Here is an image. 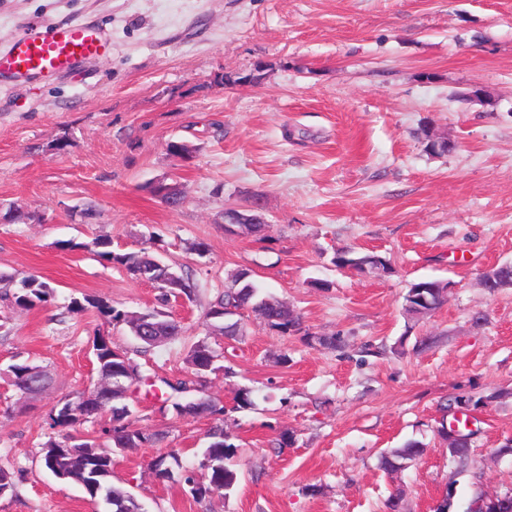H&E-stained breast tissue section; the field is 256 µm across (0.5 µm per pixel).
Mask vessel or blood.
<instances>
[{
    "instance_id": "b4317fda",
    "label": "vessel or blood",
    "mask_w": 512,
    "mask_h": 512,
    "mask_svg": "<svg viewBox=\"0 0 512 512\" xmlns=\"http://www.w3.org/2000/svg\"><path fill=\"white\" fill-rule=\"evenodd\" d=\"M107 48L100 32L81 25L28 33L0 50V75L51 77L84 59L105 54Z\"/></svg>"
}]
</instances>
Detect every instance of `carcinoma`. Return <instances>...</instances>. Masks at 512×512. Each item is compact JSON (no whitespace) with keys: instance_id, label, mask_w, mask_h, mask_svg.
Returning a JSON list of instances; mask_svg holds the SVG:
<instances>
[{"instance_id":"carcinoma-1","label":"carcinoma","mask_w":512,"mask_h":512,"mask_svg":"<svg viewBox=\"0 0 512 512\" xmlns=\"http://www.w3.org/2000/svg\"><path fill=\"white\" fill-rule=\"evenodd\" d=\"M109 242L95 239L88 248L97 256L109 262L117 264L127 270L134 278L144 276L151 280L158 288L162 289L161 301L167 302L168 294L165 291L164 282L174 273L172 266L159 262V259L148 254L142 249L138 252L115 254L108 250ZM372 260L385 269H391L386 257L375 253H361L352 248H343L337 252L334 263L340 268H347L356 273H361L362 264L366 260ZM180 281V293L188 300L193 301L199 294L200 284L188 273L178 275ZM438 280L429 279L415 282L410 285L405 295V311L411 316H425L432 310L441 307L448 298L439 294L436 288ZM427 287V302L418 299V287ZM53 294L52 287L32 276L24 277L15 289L6 288L0 291V300L7 303L9 309H29L36 303L46 302ZM248 309L263 317L267 325L282 334L299 333L302 330L301 317L292 313L288 306L273 295L261 294V287L250 277L241 279L234 277L224 286V291L209 303L204 318L207 326H211L220 335L235 336L240 331L238 322L228 321L224 316L227 309ZM111 321L124 323L131 336L148 349L159 341L171 343L183 333V327L168 312L154 309L144 313V318L150 324V330L140 332L141 325L129 321V315L110 306L103 308ZM94 350L99 367L112 371V413L109 421L112 427L102 429V436L93 440H74V436L68 429L75 427L79 420L72 419L62 412H57L56 417L50 422V428L58 430L59 435L49 437L42 443L43 459L46 467L54 474L59 470H65L69 475V482L79 486L97 502L104 503L107 512H143L141 504L127 496L126 491L117 487L112 482V454L115 448H127L133 450L145 445H154L160 442L163 435L160 433H145L132 427L128 423L129 404L122 398V388L131 383L127 377V371L136 373V378L146 381L148 377L141 371L140 365L130 356L125 349L112 347L108 338L98 335L93 341ZM218 354L206 340L195 342L187 351L185 360L190 368L195 370V375L200 377L205 371L200 369L202 365L216 364ZM162 384L170 390L164 402L171 403L173 412L178 417H185L188 410L184 403L178 399V394L186 391L188 383L185 380L162 381ZM206 412L213 416L215 424L207 433L208 445L202 452V459L198 466L181 467L187 472L183 481L190 480V475L200 470L205 472L206 483L194 491V497L204 499L207 490L212 485H224L228 491L237 483L238 472L231 464L234 445L228 442V436L224 433V407L210 400H204ZM423 453L422 445L417 441H409L401 448H395L382 456V464L387 469H397L400 461L410 460Z\"/></svg>"}]
</instances>
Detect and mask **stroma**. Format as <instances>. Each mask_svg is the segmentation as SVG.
Returning a JSON list of instances; mask_svg holds the SVG:
<instances>
[{
	"mask_svg": "<svg viewBox=\"0 0 512 512\" xmlns=\"http://www.w3.org/2000/svg\"><path fill=\"white\" fill-rule=\"evenodd\" d=\"M71 24L102 31L111 56L0 80V274L53 289L47 303L0 313V467L15 473L0 512H91L41 446L55 402L93 387V337L134 352L154 379H192L185 350L208 337L204 311L241 268L301 314L304 332L345 347L308 345L248 310L242 335L210 337L221 369L204 392L225 408L239 483L202 502L149 463L197 461L212 419L176 417L135 385V426L165 439L116 452L113 482L145 512H388L396 493L402 512H433L451 487L464 512L512 492V455L500 452L512 438V288L479 285L512 262V0H0V49ZM259 61L261 84L222 83ZM425 125L455 150L426 151ZM173 140L194 146L189 161L168 154ZM156 180L179 184L183 205L153 196ZM255 195L264 232L226 234L223 210ZM17 204L31 221L11 220ZM95 238L192 273L198 299L161 303L154 285L87 251ZM344 247L386 256L392 273L336 267ZM428 278L452 282L447 303L407 317L410 283ZM105 304L165 308L184 333L138 352ZM426 335L436 345L415 351ZM20 358L48 371L46 393L16 394L8 369ZM244 387L252 404L240 409ZM495 390L504 398L465 409L473 462L455 475L440 435L456 414L448 397ZM283 434L288 445L271 447ZM409 441L422 455L386 470L382 454Z\"/></svg>",
	"mask_w": 512,
	"mask_h": 512,
	"instance_id": "1",
	"label": "stroma"
}]
</instances>
